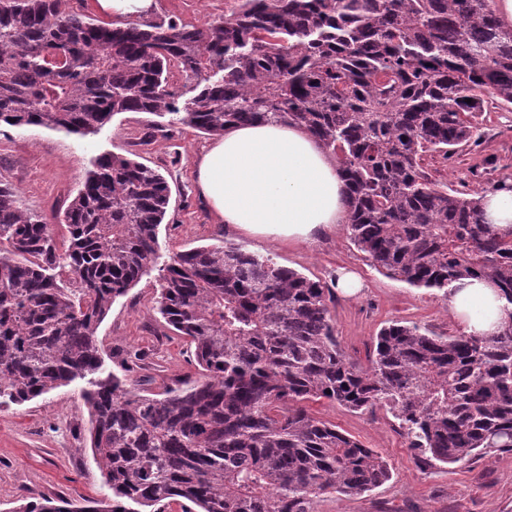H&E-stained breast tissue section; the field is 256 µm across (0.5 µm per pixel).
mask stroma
<instances>
[{
    "mask_svg": "<svg viewBox=\"0 0 512 512\" xmlns=\"http://www.w3.org/2000/svg\"><path fill=\"white\" fill-rule=\"evenodd\" d=\"M234 5V0H156L152 16L203 26L230 15ZM157 122L148 113L124 112L85 137L2 124L0 182L14 188L19 207L51 221L77 194L98 155H132L159 170L170 187L168 212L158 231L162 255L220 238L245 242L250 250L326 283L338 268L356 270L363 291L352 298L335 295L330 310L341 347L361 361L381 327L395 320L458 334L447 300L376 270L345 228L315 247L245 240L224 231L200 199L193 177V161L211 136L181 125L161 128ZM474 124L469 145L446 160L429 158L428 171L463 192L512 184V107L487 100ZM155 296L154 277L143 278L113 303L97 331L105 371L143 395L160 394L197 377L187 342L156 313ZM83 386L78 380L0 408V512H16L26 498L63 499L82 507L109 496L87 450L90 417L79 396ZM312 409L374 449L392 468V478L383 486L357 497L325 496L317 512H512V453H488L461 467L425 468L385 410L356 413L325 401Z\"/></svg>",
    "mask_w": 512,
    "mask_h": 512,
    "instance_id": "obj_1",
    "label": "stroma"
}]
</instances>
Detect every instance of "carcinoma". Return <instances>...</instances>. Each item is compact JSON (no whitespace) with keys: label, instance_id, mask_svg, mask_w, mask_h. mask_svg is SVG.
I'll return each mask as SVG.
<instances>
[{"label":"carcinoma","instance_id":"cac0c4a2","mask_svg":"<svg viewBox=\"0 0 512 512\" xmlns=\"http://www.w3.org/2000/svg\"><path fill=\"white\" fill-rule=\"evenodd\" d=\"M63 0H0V124L87 136L122 112L209 135L294 124L336 163L350 239L385 274L446 298L478 277L512 304V232L483 195L431 179L473 137L484 96L512 105V27L490 0H236L205 27H115ZM185 77L184 91L169 89ZM156 169L101 154L66 239L0 182V406L86 379L91 448L112 497L86 512H316L390 480L387 461L309 403L384 408L428 466L512 453V318L493 336L393 321L367 364L334 336L330 288L228 240L173 254ZM158 272L157 310L200 378L160 396L100 377L112 303ZM20 512H71L50 498Z\"/></svg>","mask_w":512,"mask_h":512}]
</instances>
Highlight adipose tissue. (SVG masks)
Here are the masks:
<instances>
[{
	"mask_svg": "<svg viewBox=\"0 0 512 512\" xmlns=\"http://www.w3.org/2000/svg\"><path fill=\"white\" fill-rule=\"evenodd\" d=\"M197 191L216 223L281 244L314 245L348 223V190L337 164L302 128L238 126L194 160ZM451 314L467 335H490L512 314L498 288L457 281Z\"/></svg>",
	"mask_w": 512,
	"mask_h": 512,
	"instance_id": "1",
	"label": "adipose tissue"
}]
</instances>
